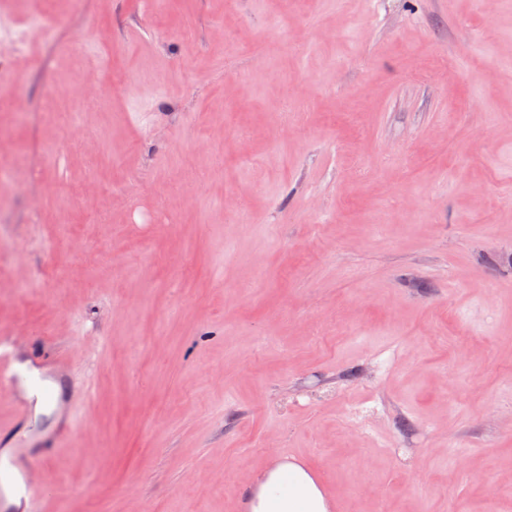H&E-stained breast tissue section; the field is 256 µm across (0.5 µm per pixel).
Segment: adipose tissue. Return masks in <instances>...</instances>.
<instances>
[{
	"label": "adipose tissue",
	"mask_w": 512,
	"mask_h": 512,
	"mask_svg": "<svg viewBox=\"0 0 512 512\" xmlns=\"http://www.w3.org/2000/svg\"><path fill=\"white\" fill-rule=\"evenodd\" d=\"M251 489L250 512H329L331 507L322 485L300 461L269 466Z\"/></svg>",
	"instance_id": "adipose-tissue-1"
}]
</instances>
